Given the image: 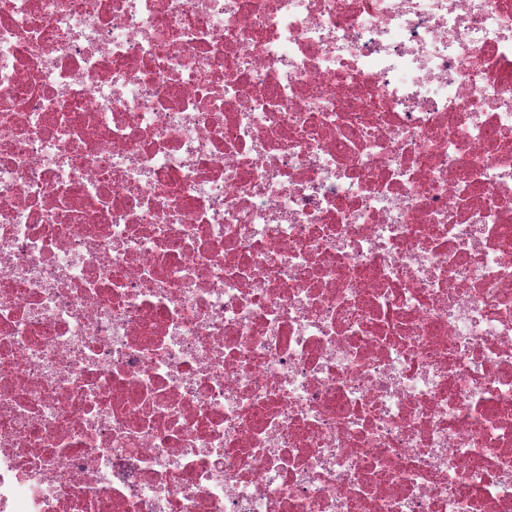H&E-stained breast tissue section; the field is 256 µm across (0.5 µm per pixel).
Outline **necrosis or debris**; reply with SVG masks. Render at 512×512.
Returning a JSON list of instances; mask_svg holds the SVG:
<instances>
[{"instance_id":"4bbe7bcc","label":"necrosis or debris","mask_w":512,"mask_h":512,"mask_svg":"<svg viewBox=\"0 0 512 512\" xmlns=\"http://www.w3.org/2000/svg\"><path fill=\"white\" fill-rule=\"evenodd\" d=\"M0 512H512V0H0Z\"/></svg>"}]
</instances>
